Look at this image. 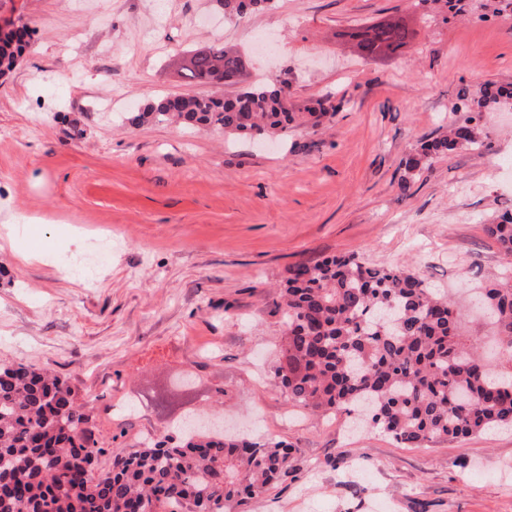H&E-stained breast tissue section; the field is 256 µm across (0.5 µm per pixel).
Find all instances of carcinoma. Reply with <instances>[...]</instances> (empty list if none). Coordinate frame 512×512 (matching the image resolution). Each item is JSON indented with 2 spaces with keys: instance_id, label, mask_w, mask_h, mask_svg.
I'll use <instances>...</instances> for the list:
<instances>
[{
  "instance_id": "1",
  "label": "carcinoma",
  "mask_w": 512,
  "mask_h": 512,
  "mask_svg": "<svg viewBox=\"0 0 512 512\" xmlns=\"http://www.w3.org/2000/svg\"><path fill=\"white\" fill-rule=\"evenodd\" d=\"M231 20L272 0H217ZM360 54L400 56L411 33L355 28ZM29 46L16 28L0 43V77ZM248 59L221 42L193 54L185 75L211 85L238 78ZM288 80L257 83L232 96L160 97L130 118L177 121L232 134L286 132L305 117L317 125L336 110L317 100L304 112L288 97ZM474 143L455 126L424 141L405 161H422ZM512 260V214L485 225ZM481 306L496 329L500 369L486 364L479 339L465 335L451 297L417 274L376 266L352 253L289 270L280 286L285 336L275 377L288 400L313 410L368 412L373 426L401 444L421 447L468 438L491 427L512 429V276L489 280ZM178 418L181 440L165 437L133 453H114L91 438L90 418L66 381L25 365L0 366V512H224L265 494L297 470L284 441L255 443L194 428ZM112 454L107 471L99 457Z\"/></svg>"
}]
</instances>
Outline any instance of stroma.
<instances>
[{
  "label": "stroma",
  "instance_id": "obj_1",
  "mask_svg": "<svg viewBox=\"0 0 512 512\" xmlns=\"http://www.w3.org/2000/svg\"><path fill=\"white\" fill-rule=\"evenodd\" d=\"M404 19V56L362 59L350 28ZM30 44L0 78V365L67 381L109 454L163 436L156 381L223 383L203 402L239 436L287 441L296 476L231 512H512V430L407 448L274 386L289 268L357 253L452 292L468 335L474 287L507 265L483 227L512 212V0L455 16L414 0H276L227 21L217 0H0ZM237 46L246 83L288 78L316 128L238 136L128 122L152 100L230 95L179 61ZM469 110L459 107L460 94ZM482 114L475 142L415 174L403 162ZM409 179L400 191L401 179Z\"/></svg>",
  "mask_w": 512,
  "mask_h": 512
}]
</instances>
